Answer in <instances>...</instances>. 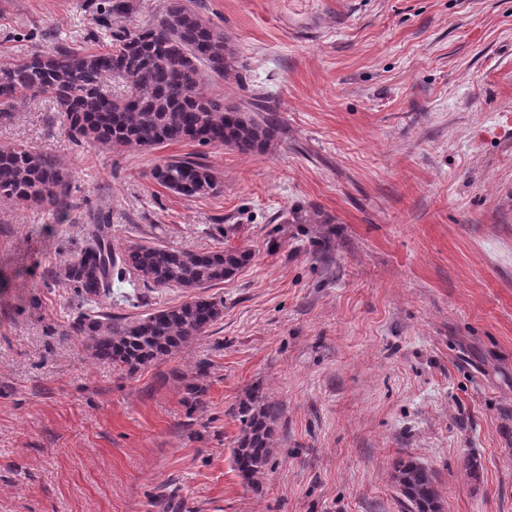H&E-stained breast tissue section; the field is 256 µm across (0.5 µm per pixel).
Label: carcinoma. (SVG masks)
I'll return each mask as SVG.
<instances>
[{"mask_svg":"<svg viewBox=\"0 0 512 512\" xmlns=\"http://www.w3.org/2000/svg\"><path fill=\"white\" fill-rule=\"evenodd\" d=\"M193 0H165L149 23L112 29V19L134 10L133 0H101L93 9L96 38H109L102 52L82 46L34 52L18 61H0V117L6 118L20 96L50 94L73 142L78 146L137 147L144 150L174 142L227 146L262 153L280 136L276 108L257 96L252 109L210 96L200 89L202 74L227 77L237 57L228 36L190 6ZM112 73L127 89L107 91ZM150 176L159 186L184 197L217 193L214 170L194 156L170 157ZM68 169L51 155L28 146L0 150V200L25 210L65 208L72 195ZM251 260L243 249L204 253L152 243L112 249L107 216L98 214L86 245L58 275L81 312L70 335L81 339L90 357L108 362L123 375L175 358L207 333L224 312V302L203 295L241 271ZM133 272L147 288H179L189 300L134 318L114 316L103 303L115 281ZM278 407L254 390L233 408L239 434L232 448L235 470L258 485L272 467ZM393 480L401 507L408 512H441V496L432 471L413 459H398Z\"/></svg>","mask_w":512,"mask_h":512,"instance_id":"obj_1","label":"carcinoma"}]
</instances>
